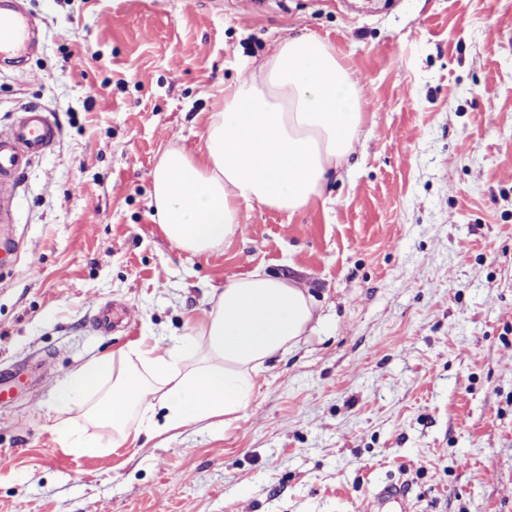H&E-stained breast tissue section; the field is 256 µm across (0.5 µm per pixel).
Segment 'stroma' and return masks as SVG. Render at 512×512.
<instances>
[{
  "label": "stroma",
  "mask_w": 512,
  "mask_h": 512,
  "mask_svg": "<svg viewBox=\"0 0 512 512\" xmlns=\"http://www.w3.org/2000/svg\"><path fill=\"white\" fill-rule=\"evenodd\" d=\"M36 51L0 64V130L50 112L56 145L0 223V512H512V0H24ZM312 33L363 88L348 171L288 214L170 243L152 173L199 155L208 112L274 42ZM305 281L322 317L261 373L240 422L113 447L65 373L195 334L226 277ZM112 310L111 331L98 330ZM69 429L98 454L64 448ZM376 502L388 505L392 509L389 512H411L408 504L405 487L401 483H387L379 488L375 494Z\"/></svg>",
  "instance_id": "obj_1"
}]
</instances>
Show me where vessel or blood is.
I'll return each instance as SVG.
<instances>
[{
	"instance_id": "b4317fda",
	"label": "vessel or blood",
	"mask_w": 512,
	"mask_h": 512,
	"mask_svg": "<svg viewBox=\"0 0 512 512\" xmlns=\"http://www.w3.org/2000/svg\"><path fill=\"white\" fill-rule=\"evenodd\" d=\"M31 27L21 11L0 0V61L28 50ZM57 128L48 113L35 109L21 112L14 123L0 131V222L9 223V208L19 187L18 172L24 164L45 153L55 143ZM376 502L391 512H411L403 484L388 483L379 488Z\"/></svg>"
}]
</instances>
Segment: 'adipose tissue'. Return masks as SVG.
<instances>
[{"instance_id":"obj_1","label":"adipose tissue","mask_w":512,"mask_h":512,"mask_svg":"<svg viewBox=\"0 0 512 512\" xmlns=\"http://www.w3.org/2000/svg\"><path fill=\"white\" fill-rule=\"evenodd\" d=\"M361 99L359 82L329 42L309 33L279 39L268 57L225 85L199 156L163 152L152 186L165 237L201 255L237 234L241 203L288 213L305 207L354 152ZM314 318L301 281L259 269L227 277L197 334L167 346L132 345L133 369L110 355L88 360L58 383L54 407L95 396L89 415L111 427L118 446L216 417L233 424L265 362L311 335ZM190 355L196 362L188 368Z\"/></svg>"}]
</instances>
